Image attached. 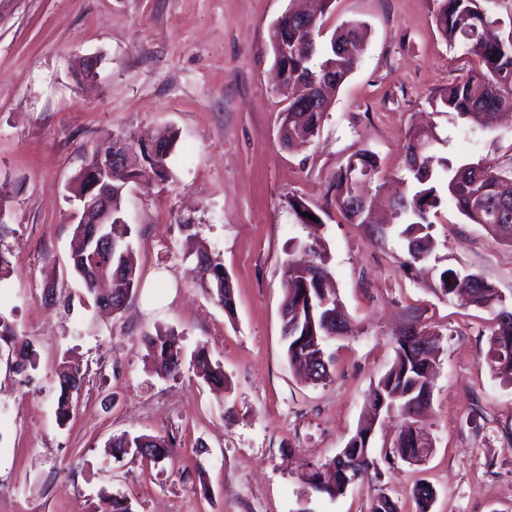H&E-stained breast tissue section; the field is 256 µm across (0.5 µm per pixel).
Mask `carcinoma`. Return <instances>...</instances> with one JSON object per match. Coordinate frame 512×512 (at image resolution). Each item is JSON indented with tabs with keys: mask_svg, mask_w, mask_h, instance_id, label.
<instances>
[{
	"mask_svg": "<svg viewBox=\"0 0 512 512\" xmlns=\"http://www.w3.org/2000/svg\"><path fill=\"white\" fill-rule=\"evenodd\" d=\"M433 21L442 38L449 45H460L464 54L472 57L477 66L465 76L455 80L436 97L433 104L454 112L464 120L479 118L491 122L496 114L512 111V8L507 18L500 17L488 4L501 0H433ZM271 44L288 39L300 45L306 33L300 30L295 17L282 16L273 25ZM363 46L360 25L348 23L335 30L329 44L319 46L308 54H296L275 59L283 82L291 89L293 100L288 104V121L283 125L284 143L315 137L326 112L336 101V94L356 68ZM336 65V80L317 91L318 100L308 101L309 86L298 84L297 71L302 69L316 78L323 69ZM178 134L169 129L147 143L127 137V145L140 155L142 164L135 170L112 175V183L99 185L98 190L112 192V213L100 225L99 235L87 242L88 225L74 226V237L80 241L71 254V268L82 288L96 302L112 304V311L122 309L136 286L137 270L134 252L129 243L131 227L123 207L124 199L132 187H149L165 182L171 177L167 160L174 150ZM430 136L425 130H414L409 135L404 152V168L409 173L411 192L392 199L390 206L394 218L400 221L399 235L407 242L404 265L412 270L424 263L430 253L431 212L442 202L441 191H446L460 215L470 224H479L500 237L512 235V166L505 167L493 161H480L455 165L446 157L428 156ZM107 149L98 145L90 151L85 166L70 184L73 197H78L97 183L96 174ZM380 172L378 156L366 149L352 154L336 170L330 189L331 203L345 220L358 224L373 223L371 204L359 197L361 178ZM8 191L0 185V282L14 273L12 250L3 244L11 229L3 220ZM292 208L301 224H311L307 217L321 215L304 200L297 199ZM197 268L207 294L224 310L234 312L232 289L224 287V264L206 251L196 255ZM330 273L325 264L300 267L291 263L284 266L286 296L283 309L292 317L283 322L284 344L291 367L298 369L313 381L324 382L331 377L333 360L327 353L332 340L328 334L329 314L338 311L339 300L335 289L326 287ZM434 291L465 306L487 308L494 314L495 326L489 339L487 358L496 373L512 379V309L505 298L480 274L447 268L435 280ZM428 336L430 332L413 326L406 328L396 339L395 358L389 371L370 392L369 417L356 432L360 443L371 431L377 416L393 405L409 419L395 443L397 456L409 463L423 461L426 454L414 444L412 426L422 424L429 404L419 400L421 394L432 387L430 373L435 369L436 353L433 342L425 349L417 347L415 336ZM0 341L17 345L24 358L25 367L33 368L36 362L34 343L17 333L15 327L0 318ZM154 371L161 377L176 376L184 361L181 346L167 332L159 331L146 337ZM194 361L204 368V381L214 388H224V370L211 362L205 348H199ZM59 396L57 399L58 422L65 423L71 415L74 394L81 390L82 376L66 365L57 372ZM385 399L384 407L372 400L376 394ZM112 447L132 449L148 461L159 462L173 454L174 445L164 436L122 435L112 438ZM305 483L315 492L338 497L353 484V473L342 465L336 466L333 480L325 482L319 468L304 475ZM415 512H429L434 497L432 487L426 482L416 485Z\"/></svg>",
	"mask_w": 512,
	"mask_h": 512,
	"instance_id": "obj_1",
	"label": "carcinoma"
}]
</instances>
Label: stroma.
<instances>
[{
  "label": "stroma",
  "mask_w": 512,
  "mask_h": 512,
  "mask_svg": "<svg viewBox=\"0 0 512 512\" xmlns=\"http://www.w3.org/2000/svg\"><path fill=\"white\" fill-rule=\"evenodd\" d=\"M293 0H0V183L15 273L0 283V318L33 340L36 369L19 373L0 345V512H101L102 493L133 512H368L388 494L413 507L426 480L430 512H512V381L486 360L493 314L434 293L406 269V243L388 228L329 208L299 223L294 199L323 204L355 151L380 158L369 185L378 211L402 192L410 128L436 138L453 163L512 161V122L466 128L432 97L473 60L449 47L433 0H331L326 31L362 23L366 49L315 140L280 139L282 97L270 33ZM93 57L98 77L78 63ZM178 133L172 177L125 199L138 285L123 310L102 315L69 273L76 205L68 183L91 148L115 135ZM428 266L482 275L512 302V246L466 223L450 200L432 215ZM223 262L233 286L226 313L201 286L187 233ZM319 238L336 294L353 323L332 341L325 382L300 378L281 335L283 266ZM439 336L424 428L432 451L410 465L386 459L403 423L392 413L372 438L366 479L335 498L310 492L309 467L333 459L356 433L368 395L394 360L397 333ZM178 335L181 376L152 369L145 336ZM207 347L225 376L210 390L191 360ZM85 377L66 424L56 418L62 361ZM174 437L159 463L114 457L108 441Z\"/></svg>",
  "instance_id": "1"
}]
</instances>
